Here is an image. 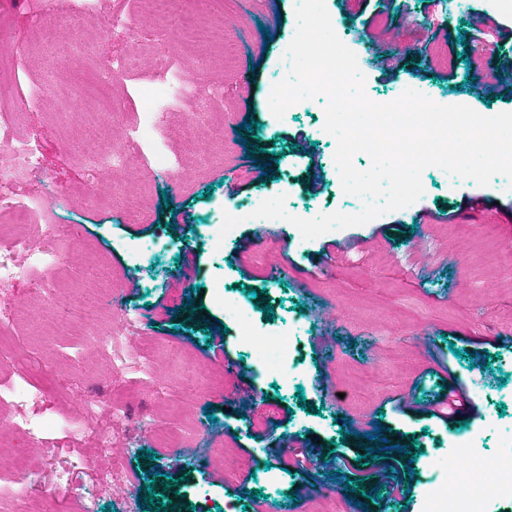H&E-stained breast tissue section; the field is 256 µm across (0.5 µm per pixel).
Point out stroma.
<instances>
[{
  "mask_svg": "<svg viewBox=\"0 0 512 512\" xmlns=\"http://www.w3.org/2000/svg\"><path fill=\"white\" fill-rule=\"evenodd\" d=\"M334 26L366 78L368 97L392 100L404 81L442 105L481 110L468 97L474 70L512 83V37L469 41L474 13L512 28V0H325ZM297 0H177V13L202 12L224 25L229 40L197 49L174 21L146 17L145 0H0V118L15 138L36 143L50 206L28 235L33 248L45 226L62 224L65 260L37 264L14 287L0 288V307L17 312L6 342L13 358L0 364V512H150L149 490L166 495L167 512H243L250 492L262 490L263 512H431V488L449 489L448 455L457 437L471 436L492 460L512 436V193L497 183L480 187L438 167L422 174L414 204L369 223L303 239L283 220H243L258 195L286 197L289 213L312 218L348 209L334 161L336 139L323 128L324 106L313 99L275 118L267 90L284 79L280 49L297 29ZM85 12L84 28L58 30L54 41L32 34L35 22ZM130 19L141 37L136 66L104 84L105 66L129 52V33L112 25ZM175 62L161 72L155 57ZM251 69L248 93L234 84ZM225 84L210 111L197 109L185 81ZM53 95L43 98L42 85ZM39 95L31 110L12 111L20 97ZM178 110L191 121L172 135L160 113ZM256 120L260 129L237 143V131ZM144 131L142 151L167 163H144L107 176L100 188L89 172L86 145L111 150L126 129ZM264 153L246 156L256 144ZM271 175L256 180V164ZM317 191H309L313 176ZM138 195L141 218H131L124 194ZM487 195V209L471 208ZM240 223L222 250L200 245L189 225L220 230L224 214ZM278 261L281 279L265 269ZM108 269L114 287L99 283ZM54 283L52 300L65 307L87 290L102 295L93 324L60 328L31 281ZM202 285L200 310L184 305ZM259 297H252V290ZM239 298L244 312L224 305ZM272 305L266 316L264 305ZM138 314L137 332L112 340V320ZM259 329H285L293 316L298 373L275 381L243 341L241 318ZM223 327V350L210 339ZM487 355L475 369L469 356ZM220 375L206 388L182 373L184 362ZM463 388L471 403L459 417L437 405L443 387ZM109 409L111 447L89 432L72 393ZM467 427H460V420ZM390 428L409 453L389 459L413 467L407 497L390 493L376 465L346 494L321 460L328 452L357 459L366 433ZM224 448V464L195 463L190 449ZM125 479L104 487L99 469ZM28 459L26 472L15 468ZM292 472H285V463ZM176 478V489L166 487ZM380 488L373 501L366 494Z\"/></svg>",
  "mask_w": 512,
  "mask_h": 512,
  "instance_id": "35a3bbf8",
  "label": "stroma"
}]
</instances>
